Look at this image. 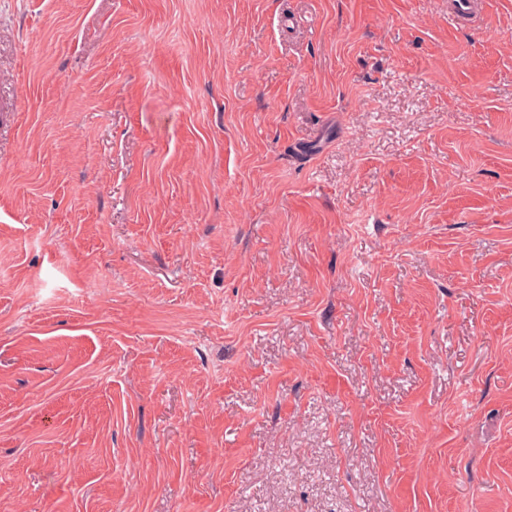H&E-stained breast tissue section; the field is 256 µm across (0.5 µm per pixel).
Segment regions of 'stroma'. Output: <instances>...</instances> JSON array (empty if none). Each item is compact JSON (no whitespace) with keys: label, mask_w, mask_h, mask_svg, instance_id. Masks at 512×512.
Here are the masks:
<instances>
[{"label":"stroma","mask_w":512,"mask_h":512,"mask_svg":"<svg viewBox=\"0 0 512 512\" xmlns=\"http://www.w3.org/2000/svg\"><path fill=\"white\" fill-rule=\"evenodd\" d=\"M0 512H512V0H0Z\"/></svg>","instance_id":"obj_1"}]
</instances>
